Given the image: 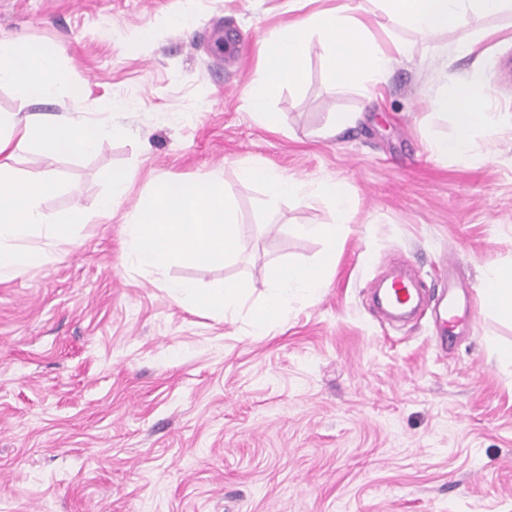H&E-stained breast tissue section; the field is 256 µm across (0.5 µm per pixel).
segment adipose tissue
<instances>
[{"instance_id":"adipose-tissue-1","label":"adipose tissue","mask_w":512,"mask_h":512,"mask_svg":"<svg viewBox=\"0 0 512 512\" xmlns=\"http://www.w3.org/2000/svg\"><path fill=\"white\" fill-rule=\"evenodd\" d=\"M368 0H346L344 5L324 9L282 25L259 47L262 77L248 92V106L266 127L278 125L271 102L284 83L301 80L313 35L323 37L324 78L328 84L356 81L369 86L388 73L393 53H404L401 44L382 49L369 35L361 20ZM389 22L406 26L423 35H435L467 24L471 18L493 17L512 12V0H378ZM10 83L21 103L51 97L68 88L72 100L82 90L69 85L57 67V53L41 44L0 40V83ZM487 80L482 71L433 94L434 110L450 116L454 133L433 140L430 151L436 158L459 163L476 156L475 130L496 134L500 113L490 109ZM114 132L113 127L82 120L66 122L42 119L14 121L0 131V278L48 267L54 261L53 246L70 242L78 225L87 223L81 211L58 218L41 207L42 198L55 183L51 176L31 181L14 177L8 166L19 149L33 145L44 154L89 153ZM242 180L261 185L269 201L305 199L299 180L277 173L260 161L240 168ZM319 198L329 200L336 212L331 224H309L301 228L304 237L318 238L328 245L314 267L275 263L268 270L271 286L264 301L252 308V321L265 332L273 317L282 312L294 293L317 298L325 286V272L331 264L336 242L350 221L354 205L350 185L341 179H325L317 187ZM136 266L161 272L186 263L221 264L231 259L237 247L239 224L233 200L222 180L207 177L165 179L158 183L151 201L141 207L129 228ZM34 237L49 240V247H32ZM170 296L182 305L200 308L223 318L232 313L249 287L240 282L231 288L202 292L176 281L168 282ZM484 305L502 319L512 322V262L488 266L480 282Z\"/></svg>"}]
</instances>
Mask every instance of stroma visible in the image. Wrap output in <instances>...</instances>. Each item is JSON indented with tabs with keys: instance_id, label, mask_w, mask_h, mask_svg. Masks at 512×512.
<instances>
[{
	"instance_id": "1",
	"label": "stroma",
	"mask_w": 512,
	"mask_h": 512,
	"mask_svg": "<svg viewBox=\"0 0 512 512\" xmlns=\"http://www.w3.org/2000/svg\"><path fill=\"white\" fill-rule=\"evenodd\" d=\"M335 3L0 0V37L57 49L83 90L25 105L2 84L0 114L120 128L89 155L29 147L11 162L24 178L54 175L46 212L89 221L53 265L0 280V512H512V366L492 352L512 346V324L478 290L487 265L512 260V15L425 36L372 8L375 41L407 47L384 80L326 84L312 41L303 79L272 101L278 126L264 127L247 102L260 40ZM134 38L139 52L125 54ZM471 41L503 122L459 164L429 150L453 133L431 98L476 65L442 49ZM337 112L363 119L332 135ZM257 159L310 187L345 180L354 196L321 296L291 297L262 335L250 310L269 264L315 265L326 243L296 229L335 210L269 203L238 177ZM116 167L136 178L103 213ZM207 176L233 194L235 257L138 269L135 211L162 179ZM447 256L475 314L449 347L431 313L393 324L367 295L397 266L443 294ZM169 280L244 281L250 294L222 320L176 304Z\"/></svg>"
}]
</instances>
